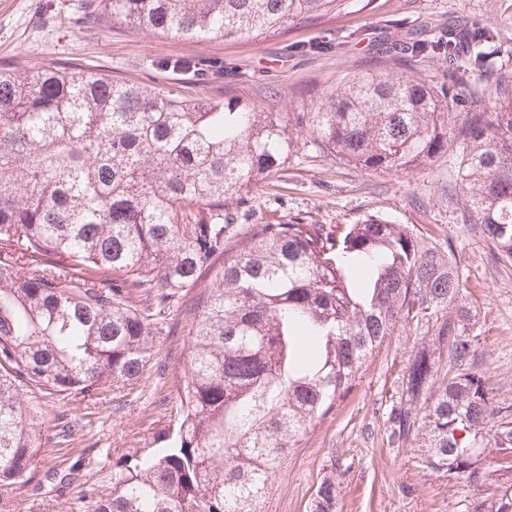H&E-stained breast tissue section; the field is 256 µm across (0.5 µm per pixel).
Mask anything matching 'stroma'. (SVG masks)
Wrapping results in <instances>:
<instances>
[{
	"label": "stroma",
	"instance_id": "1",
	"mask_svg": "<svg viewBox=\"0 0 512 512\" xmlns=\"http://www.w3.org/2000/svg\"><path fill=\"white\" fill-rule=\"evenodd\" d=\"M92 0H0V64L34 73L52 62L94 69L158 88L178 98H243L270 112H306L347 77L369 67L392 69L408 33L438 34L480 26L500 32L498 60L512 63V0H346L339 13L294 19L285 31L224 41H184L140 29L127 31L89 18ZM187 58L191 70L163 68ZM457 158L409 171L365 172L299 152L266 193L239 210L238 224H354L370 216L408 225L428 248L451 249L463 297L477 313L478 367L500 407H512V262L497 259L456 204ZM430 336L399 324L340 406L317 421L277 472L263 512H308L317 484L332 466L339 479L337 512H490L512 468L493 461L489 483L473 487L427 467L429 427L391 442L388 416L402 395V370ZM186 325L156 339L147 377L89 406L70 399L58 411L83 427L58 451L43 456L24 487H0L9 512H60L85 483L108 487L113 463L156 445L169 425L189 363ZM74 472L64 492L61 476Z\"/></svg>",
	"mask_w": 512,
	"mask_h": 512
}]
</instances>
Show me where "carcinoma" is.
Segmentation results:
<instances>
[{"mask_svg": "<svg viewBox=\"0 0 512 512\" xmlns=\"http://www.w3.org/2000/svg\"><path fill=\"white\" fill-rule=\"evenodd\" d=\"M344 2L99 0L97 20L218 41ZM497 40L474 27L464 52L453 28L408 42L400 61L442 57L440 80L355 74L311 112L178 99L64 64L34 75L0 65V487L27 482L52 443L45 425L53 437L80 427L29 394L93 401L137 384L174 313L192 341L173 429L164 447L116 460L109 492L83 490L85 512H262L289 449L402 322L432 333L403 369L394 438L417 430L414 403L427 396L428 466L491 480L481 455L512 444V421L494 424L452 257L376 216L228 234L224 211L304 149L365 171H412L455 152L462 220L512 260V75H492ZM444 355L454 374L429 396ZM337 497L330 475L310 512H336Z\"/></svg>", "mask_w": 512, "mask_h": 512, "instance_id": "1", "label": "carcinoma"}]
</instances>
